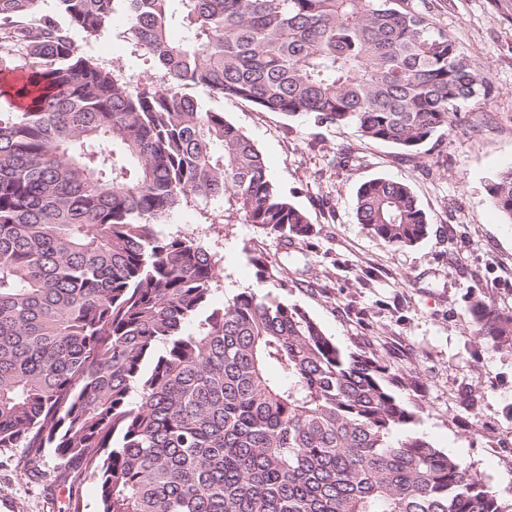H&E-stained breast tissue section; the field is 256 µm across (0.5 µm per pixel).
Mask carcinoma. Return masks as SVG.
<instances>
[{"mask_svg":"<svg viewBox=\"0 0 512 512\" xmlns=\"http://www.w3.org/2000/svg\"><path fill=\"white\" fill-rule=\"evenodd\" d=\"M55 2L63 22L0 0L27 99L0 112V448L84 462L99 512H512L410 430L382 359L259 287L213 305L219 260L159 230L202 199L286 242L309 231L255 144L185 89L411 153L486 94L452 38L407 0ZM118 12L160 81L80 54L74 31ZM488 194L512 222V168ZM356 213L393 246L428 233L391 179L361 184ZM468 312L512 345V310L476 294Z\"/></svg>","mask_w":512,"mask_h":512,"instance_id":"1","label":"carcinoma"}]
</instances>
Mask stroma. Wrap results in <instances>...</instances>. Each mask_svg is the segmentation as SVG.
Returning <instances> with one entry per match:
<instances>
[{
	"mask_svg": "<svg viewBox=\"0 0 512 512\" xmlns=\"http://www.w3.org/2000/svg\"><path fill=\"white\" fill-rule=\"evenodd\" d=\"M487 97L452 115L419 154L368 141L354 129L315 125L308 116L266 112L229 98L223 112L264 156L279 194L303 210L311 229L293 243L251 224H212L220 202L174 208L161 229L189 235L215 254L225 297L264 286L299 304L344 349L372 352L398 376L394 393L414 407V433L485 477L512 500V347L479 339L467 311L473 290L512 308V224L487 187L512 167V0H430ZM125 17L99 35L77 34L81 54L122 68L132 82L155 79L133 53ZM384 177L408 185L430 224L428 236L394 247L356 218V192ZM96 512L97 488L82 463L48 449L0 450V512H69L71 499Z\"/></svg>",
	"mask_w": 512,
	"mask_h": 512,
	"instance_id": "obj_1",
	"label": "stroma"
}]
</instances>
